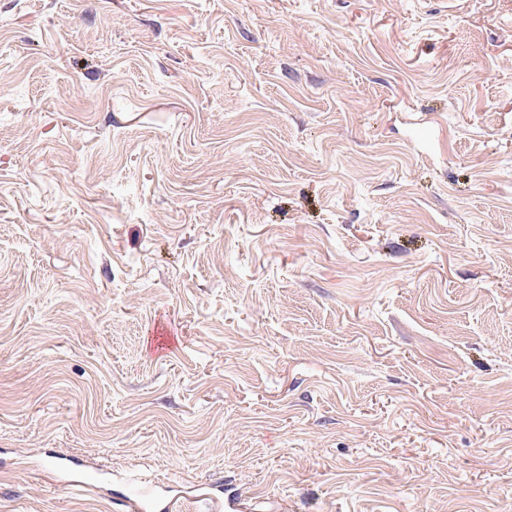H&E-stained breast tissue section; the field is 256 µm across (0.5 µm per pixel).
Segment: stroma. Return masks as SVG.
Returning <instances> with one entry per match:
<instances>
[{
	"instance_id": "obj_1",
	"label": "stroma",
	"mask_w": 512,
	"mask_h": 512,
	"mask_svg": "<svg viewBox=\"0 0 512 512\" xmlns=\"http://www.w3.org/2000/svg\"><path fill=\"white\" fill-rule=\"evenodd\" d=\"M0 34V512H512V0ZM131 487L130 494L124 500L125 511L127 512H145L150 505L148 499L144 496L145 489L140 486V479L133 475L129 479Z\"/></svg>"
}]
</instances>
